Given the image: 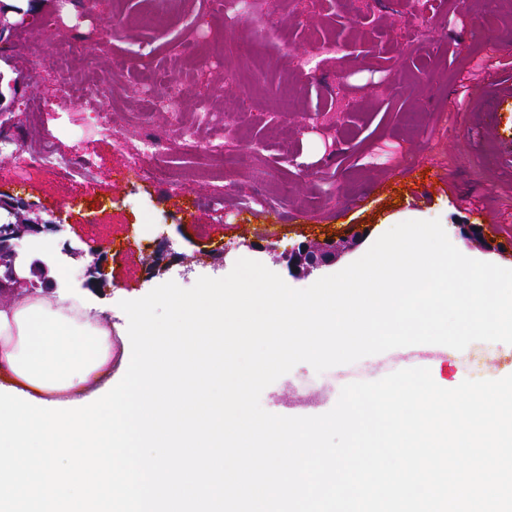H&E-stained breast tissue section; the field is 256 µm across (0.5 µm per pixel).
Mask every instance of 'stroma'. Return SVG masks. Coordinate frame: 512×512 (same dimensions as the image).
Here are the masks:
<instances>
[{
    "label": "stroma",
    "instance_id": "stroma-1",
    "mask_svg": "<svg viewBox=\"0 0 512 512\" xmlns=\"http://www.w3.org/2000/svg\"><path fill=\"white\" fill-rule=\"evenodd\" d=\"M487 0H314L306 11L277 0L272 17L215 16L211 0H29L7 12L0 35V198L30 204L56 224L43 239L49 298L66 292L103 309L122 328V300L175 281L221 278L254 259L292 288L304 289L364 255L393 225L440 220L465 256L512 269V109L489 131L482 111L494 87L512 85V12L489 16ZM111 30L112 53L94 50ZM69 58L67 75L37 74L33 46ZM125 57L122 71L112 55ZM180 75L182 118L192 140L177 138L169 117L150 111L139 91L144 68ZM94 73L114 111L89 94L63 97L62 78ZM25 81L11 88L17 76ZM471 77L461 93L463 77ZM207 123L196 125L199 108ZM171 141L158 180L130 172L148 137ZM225 141L222 157L201 151ZM89 162L85 179L61 170L28 173L44 149ZM433 173L424 195L411 171ZM387 191H379V184ZM265 198V207L253 205ZM479 204L485 217L473 215ZM250 223L244 233L240 224ZM481 233L464 236L462 226ZM334 242L336 260L310 274L290 271L288 254L305 242ZM190 258L191 271L166 264L159 243ZM99 250L60 260L63 244ZM334 372L296 365L261 394L273 414L325 413L340 389Z\"/></svg>",
    "mask_w": 512,
    "mask_h": 512
}]
</instances>
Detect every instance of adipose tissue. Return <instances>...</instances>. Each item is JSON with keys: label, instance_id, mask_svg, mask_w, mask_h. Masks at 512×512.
Returning <instances> with one entry per match:
<instances>
[{"label": "adipose tissue", "instance_id": "1", "mask_svg": "<svg viewBox=\"0 0 512 512\" xmlns=\"http://www.w3.org/2000/svg\"><path fill=\"white\" fill-rule=\"evenodd\" d=\"M112 378V324L80 298L27 293L0 306V381L45 401L83 400Z\"/></svg>", "mask_w": 512, "mask_h": 512}]
</instances>
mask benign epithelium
<instances>
[{
    "instance_id": "1",
    "label": "benign epithelium",
    "mask_w": 512,
    "mask_h": 512,
    "mask_svg": "<svg viewBox=\"0 0 512 512\" xmlns=\"http://www.w3.org/2000/svg\"><path fill=\"white\" fill-rule=\"evenodd\" d=\"M25 205L0 199V212L5 213L0 221V288L2 287H34L41 282L45 285L50 280L45 277L46 265L36 255L26 261H19L18 242L31 235L52 229L50 224H42L37 220L21 223ZM336 260V246L333 244L300 245L288 254V267L292 270L311 273Z\"/></svg>"
}]
</instances>
